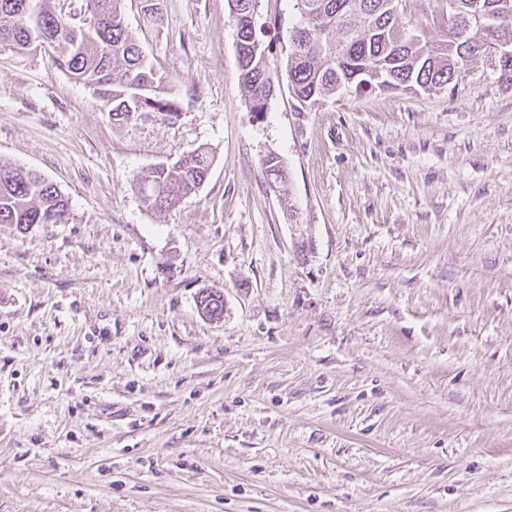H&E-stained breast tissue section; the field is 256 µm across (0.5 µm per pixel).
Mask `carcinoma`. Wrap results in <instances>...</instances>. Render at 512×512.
I'll use <instances>...</instances> for the list:
<instances>
[{
	"label": "carcinoma",
	"instance_id": "cac0c4a2",
	"mask_svg": "<svg viewBox=\"0 0 512 512\" xmlns=\"http://www.w3.org/2000/svg\"><path fill=\"white\" fill-rule=\"evenodd\" d=\"M45 0H0V43L26 52L47 35L56 46L54 63L77 83L103 84L101 101L120 122L137 112L164 117L179 111L169 74L146 59L140 41L124 23V0H87L95 25L84 33L69 20L43 5ZM236 20L239 84L250 111L265 112L275 83L267 66L271 45L257 29L258 0H230ZM484 13L512 14V0H481ZM144 20H162L160 0H141ZM472 0H448V25L438 38L408 36L397 13H387L382 0H295L304 25L294 23L286 60L288 89L298 111H306L348 88L379 91H423L448 86L450 70L476 62L482 47L499 43L512 49V28H492L470 21ZM380 72L372 85L364 84L366 69ZM213 162L210 151L199 147L177 162L149 168L136 175L135 188L144 203L169 210L201 184ZM262 168L277 187L285 186L275 173L282 161L267 155ZM68 200L57 186L33 170L0 163V224L24 228L53 224L67 210ZM198 307L218 318L223 295L204 289Z\"/></svg>",
	"mask_w": 512,
	"mask_h": 512
}]
</instances>
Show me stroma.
I'll use <instances>...</instances> for the list:
<instances>
[{
    "label": "stroma",
    "instance_id": "1",
    "mask_svg": "<svg viewBox=\"0 0 512 512\" xmlns=\"http://www.w3.org/2000/svg\"><path fill=\"white\" fill-rule=\"evenodd\" d=\"M429 36L448 0H402ZM126 25L178 116L113 121L42 52L0 48V162L68 199L0 224V512H512V83L266 112L229 0ZM293 0H259L272 75ZM148 207L135 175L198 147ZM282 159L289 193L261 162ZM224 314L198 310L202 289ZM212 162L210 151L199 147L174 164L140 172L134 180L135 188L148 206L169 210L200 186ZM198 307H203L205 316L210 319L219 318L224 311L223 295L213 289H203L198 297Z\"/></svg>",
    "mask_w": 512,
    "mask_h": 512
}]
</instances>
